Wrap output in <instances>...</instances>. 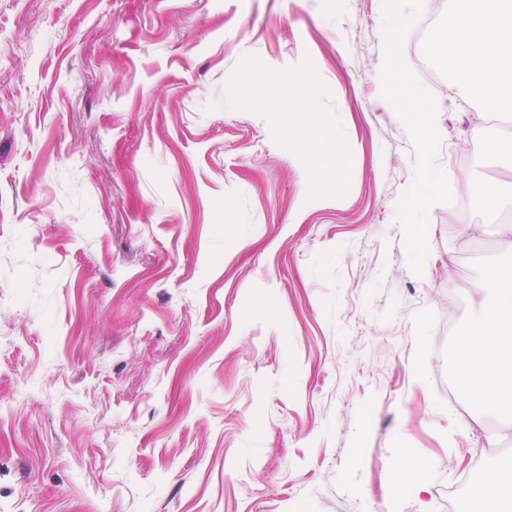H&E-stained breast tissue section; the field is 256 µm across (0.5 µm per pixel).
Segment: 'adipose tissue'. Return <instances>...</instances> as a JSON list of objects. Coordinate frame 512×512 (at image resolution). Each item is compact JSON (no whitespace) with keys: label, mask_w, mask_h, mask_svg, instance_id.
Segmentation results:
<instances>
[{"label":"adipose tissue","mask_w":512,"mask_h":512,"mask_svg":"<svg viewBox=\"0 0 512 512\" xmlns=\"http://www.w3.org/2000/svg\"><path fill=\"white\" fill-rule=\"evenodd\" d=\"M452 21L440 44L455 60L451 91L468 97L480 85L487 109L512 103V0H451ZM480 318L457 354L465 389L485 413L512 408V262H491L475 287Z\"/></svg>","instance_id":"1"}]
</instances>
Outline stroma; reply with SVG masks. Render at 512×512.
Returning a JSON list of instances; mask_svg holds the SVG:
<instances>
[{"instance_id":"1","label":"stroma","mask_w":512,"mask_h":512,"mask_svg":"<svg viewBox=\"0 0 512 512\" xmlns=\"http://www.w3.org/2000/svg\"><path fill=\"white\" fill-rule=\"evenodd\" d=\"M447 23L0 0V512H489L512 425L457 343L512 255L476 194L512 188V110L449 90ZM313 85L314 79L310 76L288 78V103L296 102L298 99L303 107L313 114L311 102Z\"/></svg>"}]
</instances>
